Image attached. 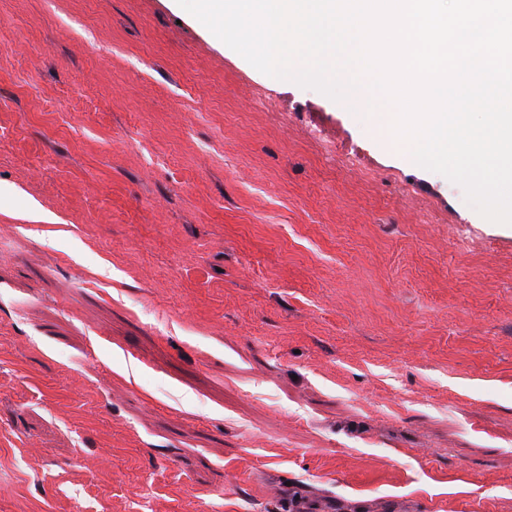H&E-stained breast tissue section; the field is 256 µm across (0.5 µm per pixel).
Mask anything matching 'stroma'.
Instances as JSON below:
<instances>
[{
  "label": "stroma",
  "mask_w": 512,
  "mask_h": 512,
  "mask_svg": "<svg viewBox=\"0 0 512 512\" xmlns=\"http://www.w3.org/2000/svg\"><path fill=\"white\" fill-rule=\"evenodd\" d=\"M0 186V512H512V231L352 110L0 0Z\"/></svg>",
  "instance_id": "obj_1"
}]
</instances>
